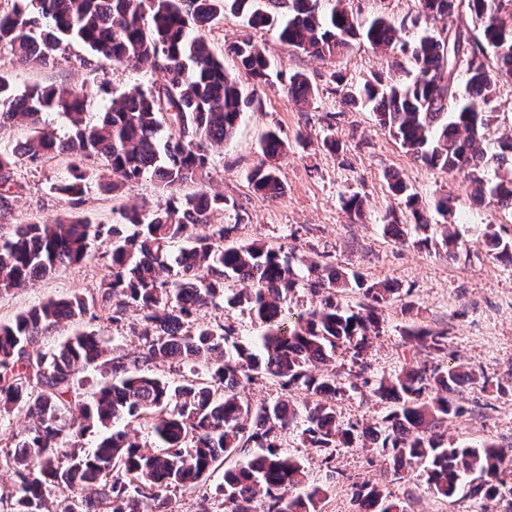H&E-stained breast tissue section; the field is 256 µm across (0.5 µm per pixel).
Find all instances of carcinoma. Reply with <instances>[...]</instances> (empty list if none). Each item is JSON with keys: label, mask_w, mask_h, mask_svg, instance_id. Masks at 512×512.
Instances as JSON below:
<instances>
[{"label": "carcinoma", "mask_w": 512, "mask_h": 512, "mask_svg": "<svg viewBox=\"0 0 512 512\" xmlns=\"http://www.w3.org/2000/svg\"><path fill=\"white\" fill-rule=\"evenodd\" d=\"M0 11V47L39 65L70 62L72 41L90 54L115 63L147 64L163 82L136 88L110 100L96 122L87 121L88 98L72 86L34 85L17 94L0 74V125L26 123L25 141L0 148V187L10 185L20 162L37 164L47 156L83 161L101 159L120 181L149 174L164 194L151 210L116 211L110 224L71 217L54 224H14L0 232V293L27 287L59 268L91 257L95 241L109 239L110 274L97 297L73 295L48 300L0 324V416L20 411L32 420L28 432L4 455L18 481L12 512H155L170 487L196 488L224 459L217 492L227 512H318L327 487L311 482L303 464L282 450L283 432L302 425L304 444L331 463L339 448L368 439L400 476L423 471L433 493L452 498L461 487L467 496L504 501L512 512V448L488 440L451 444L441 432L460 415L449 397L459 387L490 379L461 365L405 363L393 375L376 376L366 360L379 334L384 308L399 293L390 282L367 283L318 262L284 255L259 243L228 244L236 225L212 224L224 209V196L206 191L181 197L176 188L204 182L210 168L208 146L230 139L252 98L243 95L224 63L191 30L225 11L248 12V26L277 27L278 39L324 61H332L363 39L380 51L399 50L416 69L406 86L382 84L374 75L358 86L337 77L342 100L373 104L378 123L413 159L442 171L462 170L474 195H486L512 209V137L486 143L479 131L492 119L483 109L500 78L512 79V0H420L427 22L440 28L411 38L403 26L384 17L361 20L321 0H289L278 21L249 10L250 0H11ZM478 21L470 35L459 22L461 6ZM240 67L260 84L268 77L269 57L244 35L228 47ZM467 75L465 93L457 78ZM288 95L307 102L313 88L297 73ZM48 111L64 114L71 133L64 138L42 126ZM285 144L266 134L264 160L248 177L256 193L281 195L278 160ZM496 176L488 178L490 167ZM423 236L427 219L415 193L396 174L387 173ZM120 181L110 183L112 192ZM86 174L73 165L57 190L81 202ZM202 226L213 227L199 235ZM489 255L512 263V241L485 233ZM307 270L318 308L292 313L287 294L298 284L294 267ZM233 277L248 287L224 288ZM356 286L365 302L344 309L336 293ZM244 306L262 327L249 343L228 325L198 323L218 300ZM112 307L111 320L139 316V349L112 356L108 341L94 331L77 332L52 352L37 347L38 337L64 320H76L95 305ZM405 336L426 352L447 349L445 333L414 325ZM349 356L354 376L378 402L387 405L371 425L344 424L336 402L348 387L336 372L320 373L336 355ZM170 362L189 376L170 381L151 366ZM89 367L112 374L89 399L76 392L77 375ZM275 379L285 391L304 392L300 404L284 397L254 405L242 397L247 386ZM150 426L155 450L143 448L123 422ZM100 433L94 447L62 463L57 450L76 446ZM69 495L51 504L47 488ZM352 512H405L403 503L377 484H351Z\"/></svg>", "instance_id": "obj_1"}]
</instances>
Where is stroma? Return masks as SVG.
I'll use <instances>...</instances> for the list:
<instances>
[{"label":"stroma","instance_id":"1","mask_svg":"<svg viewBox=\"0 0 512 512\" xmlns=\"http://www.w3.org/2000/svg\"><path fill=\"white\" fill-rule=\"evenodd\" d=\"M342 7L362 17L382 15L395 25L411 26L420 10L419 0H342ZM198 35L222 58L225 69L237 76L246 94L255 98L234 136L211 151L209 183H186L181 194L201 190L224 196V210L217 213L219 224L235 225L233 242H258L268 247L303 255L337 270L358 272L366 281H388L399 287L400 296L384 312L379 337L374 338L367 359L374 374L388 375L411 359L425 361L426 353L415 352L403 337L405 327L418 323L446 331L448 351L465 367L507 380L512 375V264L493 260L484 243L486 228H493L512 240V210L491 199L476 200L462 173L443 172L415 161L377 123L376 115L365 104L345 105L340 101L333 72L346 82L358 84L372 74L384 83L407 84L415 68L397 51L384 54L369 44L353 43L336 61L327 63L282 43L273 28L249 29L242 15L224 13L198 28ZM265 49L273 70L265 83L256 85L240 72L227 47L242 35ZM71 63L65 68L22 64L10 51L0 50V73L9 77L16 92L34 84H71L83 88L92 99L93 112L107 103L101 87L120 94L133 87L149 88L156 80L150 68L120 65L91 57L79 43L69 48ZM304 74L314 89L307 106L296 105L288 96L289 76ZM274 131L288 146L279 163L278 177L283 192L274 199L255 193L248 173L263 159L261 143ZM335 135L336 151L323 147L327 135ZM69 157L59 156L31 167L17 165L13 170L16 188L10 195L9 209L0 212L1 224H43L80 213L101 224L111 223L113 212L124 205L152 206L159 199L153 178L145 176L124 184L118 194L104 190L112 175L103 161L88 163L89 183L79 204H72L57 186L68 175ZM398 172L418 195L421 212L435 244L425 248L412 241L398 240L385 233L389 212H401L400 200L384 178ZM363 201V216L351 220L344 208L350 196ZM448 196L453 209L440 215L436 202ZM456 233L459 248L448 257L438 242L443 232ZM110 241L95 242L92 258L62 268L55 276L35 285L0 294V324L50 298L72 294H97L108 273ZM111 309L96 307L93 316L78 323L62 322L39 338L41 349L57 346L74 330H98L119 349L133 352L139 346L138 317L127 314L112 322ZM463 408L460 417L448 423V440L475 437L499 444L512 443V395H498L491 388L474 383L454 396ZM285 450L304 464L311 479L326 483L328 496L322 512H349L350 484L379 482L406 500L410 512H481L478 503L456 497L434 495L425 476L412 473L404 478L387 474L379 455L369 447L342 448L332 467L338 476H327L328 466L313 449L305 447L297 431L283 436ZM221 473H214L205 484L209 503H202L201 491L178 488L167 497L174 512H224V499L217 494Z\"/></svg>","mask_w":512,"mask_h":512}]
</instances>
